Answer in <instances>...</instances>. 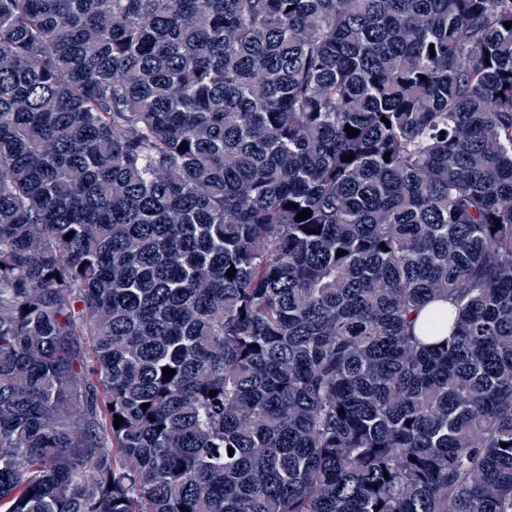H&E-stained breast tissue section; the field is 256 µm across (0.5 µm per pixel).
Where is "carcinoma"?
I'll return each instance as SVG.
<instances>
[{
    "mask_svg": "<svg viewBox=\"0 0 512 512\" xmlns=\"http://www.w3.org/2000/svg\"><path fill=\"white\" fill-rule=\"evenodd\" d=\"M507 22L0 0V512H512Z\"/></svg>",
    "mask_w": 512,
    "mask_h": 512,
    "instance_id": "cac0c4a2",
    "label": "carcinoma"
}]
</instances>
